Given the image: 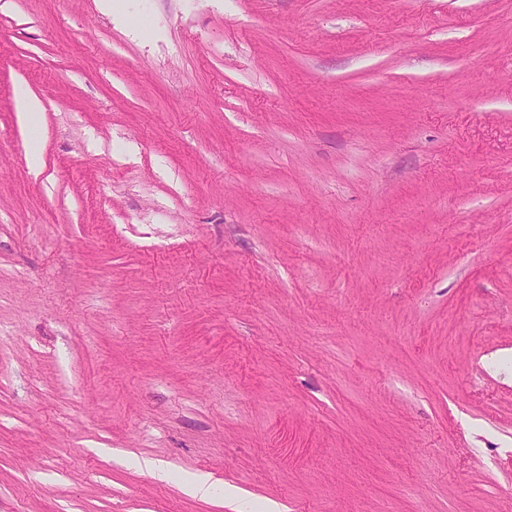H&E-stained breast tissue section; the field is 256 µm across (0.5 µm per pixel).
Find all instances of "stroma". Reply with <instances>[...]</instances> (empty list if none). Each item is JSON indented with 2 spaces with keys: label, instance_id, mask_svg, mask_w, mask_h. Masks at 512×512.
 Wrapping results in <instances>:
<instances>
[{
  "label": "stroma",
  "instance_id": "obj_1",
  "mask_svg": "<svg viewBox=\"0 0 512 512\" xmlns=\"http://www.w3.org/2000/svg\"><path fill=\"white\" fill-rule=\"evenodd\" d=\"M228 491L512 512V0H0V512ZM16 96L21 110L19 112L20 120L28 130H31L41 112L40 102L25 86L18 87Z\"/></svg>",
  "mask_w": 512,
  "mask_h": 512
}]
</instances>
